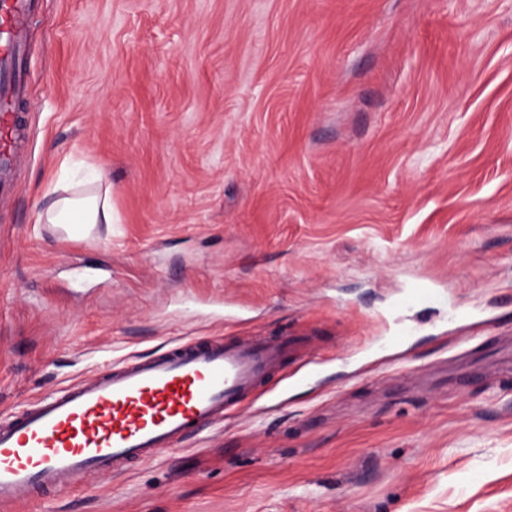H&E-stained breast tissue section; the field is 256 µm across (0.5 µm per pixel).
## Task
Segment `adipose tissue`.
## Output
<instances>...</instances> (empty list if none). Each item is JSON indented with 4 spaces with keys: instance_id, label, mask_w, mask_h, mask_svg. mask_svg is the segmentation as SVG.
<instances>
[{
    "instance_id": "ef3b65f1",
    "label": "adipose tissue",
    "mask_w": 512,
    "mask_h": 512,
    "mask_svg": "<svg viewBox=\"0 0 512 512\" xmlns=\"http://www.w3.org/2000/svg\"><path fill=\"white\" fill-rule=\"evenodd\" d=\"M94 190L75 192L46 202L38 221L42 224L63 226L68 238H80L98 224L116 221L112 207V189L102 173H95Z\"/></svg>"
}]
</instances>
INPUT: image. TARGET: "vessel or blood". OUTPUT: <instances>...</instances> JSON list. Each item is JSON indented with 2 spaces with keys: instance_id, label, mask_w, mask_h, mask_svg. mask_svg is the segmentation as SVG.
Listing matches in <instances>:
<instances>
[{
  "instance_id": "vessel-or-blood-1",
  "label": "vessel or blood",
  "mask_w": 512,
  "mask_h": 512,
  "mask_svg": "<svg viewBox=\"0 0 512 512\" xmlns=\"http://www.w3.org/2000/svg\"><path fill=\"white\" fill-rule=\"evenodd\" d=\"M30 9V0H0V67L21 57ZM19 94L0 95V173L13 163ZM290 347L282 337L191 339L76 381L0 421V512L177 450L195 431L230 418Z\"/></svg>"
}]
</instances>
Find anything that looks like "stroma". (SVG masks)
<instances>
[{
  "instance_id": "1",
  "label": "stroma",
  "mask_w": 512,
  "mask_h": 512,
  "mask_svg": "<svg viewBox=\"0 0 512 512\" xmlns=\"http://www.w3.org/2000/svg\"><path fill=\"white\" fill-rule=\"evenodd\" d=\"M21 75L1 420L181 339L321 363L11 512H512V0H34ZM81 161L120 221L64 242Z\"/></svg>"
}]
</instances>
